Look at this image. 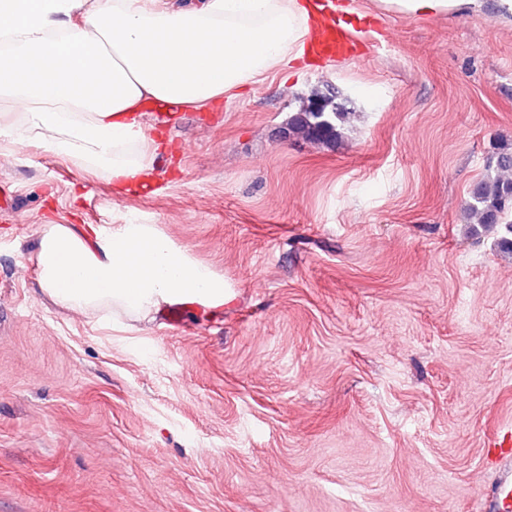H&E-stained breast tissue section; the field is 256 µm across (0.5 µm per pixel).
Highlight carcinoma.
Listing matches in <instances>:
<instances>
[{"mask_svg": "<svg viewBox=\"0 0 512 512\" xmlns=\"http://www.w3.org/2000/svg\"><path fill=\"white\" fill-rule=\"evenodd\" d=\"M349 118L345 105L325 94L311 98V104L295 113L288 127L296 136L334 143L341 138V127ZM466 211L482 229L504 226L496 246L499 252L512 255V148L500 149L483 178L471 186Z\"/></svg>", "mask_w": 512, "mask_h": 512, "instance_id": "cac0c4a2", "label": "carcinoma"}]
</instances>
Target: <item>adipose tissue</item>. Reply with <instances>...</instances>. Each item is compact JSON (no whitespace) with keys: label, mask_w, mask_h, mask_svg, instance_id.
<instances>
[{"label":"adipose tissue","mask_w":512,"mask_h":512,"mask_svg":"<svg viewBox=\"0 0 512 512\" xmlns=\"http://www.w3.org/2000/svg\"><path fill=\"white\" fill-rule=\"evenodd\" d=\"M409 18L477 13L483 0H381ZM309 0H0V95L24 101L0 114V141L31 143L111 178L146 177L159 143L143 112L205 107L259 77L292 68L311 35ZM39 280L56 303L133 316L190 299L223 305V276L150 224L111 233L65 224L44 232Z\"/></svg>","instance_id":"adipose-tissue-1"}]
</instances>
